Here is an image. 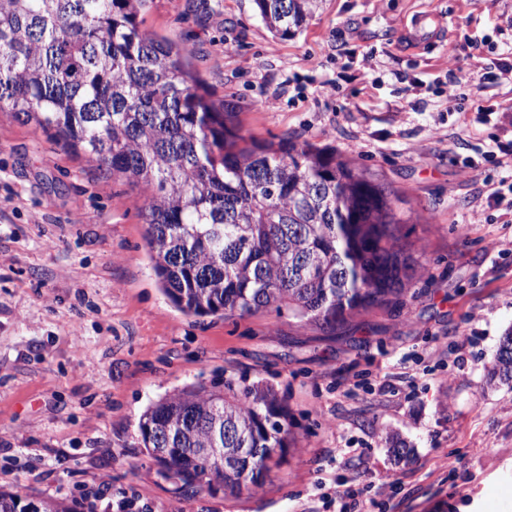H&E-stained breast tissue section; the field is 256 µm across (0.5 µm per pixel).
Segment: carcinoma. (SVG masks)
<instances>
[{
	"label": "carcinoma",
	"instance_id": "obj_1",
	"mask_svg": "<svg viewBox=\"0 0 512 512\" xmlns=\"http://www.w3.org/2000/svg\"><path fill=\"white\" fill-rule=\"evenodd\" d=\"M148 2L0 0V112L151 192L145 247L186 316L287 311L333 332L400 299L415 270L395 212L401 197L332 148L245 139L232 102L218 108L198 93L192 48L140 28ZM254 2L270 32L288 38L322 0ZM488 384L512 389V329ZM288 420L268 384L202 379L148 405L140 444L182 488L216 483L236 496L284 463ZM219 434L222 472L199 454ZM0 512L71 510L0 491Z\"/></svg>",
	"mask_w": 512,
	"mask_h": 512
}]
</instances>
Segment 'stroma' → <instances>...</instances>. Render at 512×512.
<instances>
[{
	"label": "stroma",
	"instance_id": "obj_1",
	"mask_svg": "<svg viewBox=\"0 0 512 512\" xmlns=\"http://www.w3.org/2000/svg\"><path fill=\"white\" fill-rule=\"evenodd\" d=\"M143 19L193 45L243 135L335 148L397 192L414 279L332 332L265 311L184 317L146 253V191L0 112V490L68 503L132 485L160 512H289L320 475L381 501L402 483L412 512H512V391L487 383L512 328V195L488 201L462 163L473 138L512 142V0H323L287 39L253 0H151ZM473 69L495 106L480 117L447 105L450 77ZM327 79L340 99L319 95ZM350 369L390 392L329 391ZM199 378L285 398L295 442L263 487L185 494L141 448L149 402Z\"/></svg>",
	"mask_w": 512,
	"mask_h": 512
}]
</instances>
